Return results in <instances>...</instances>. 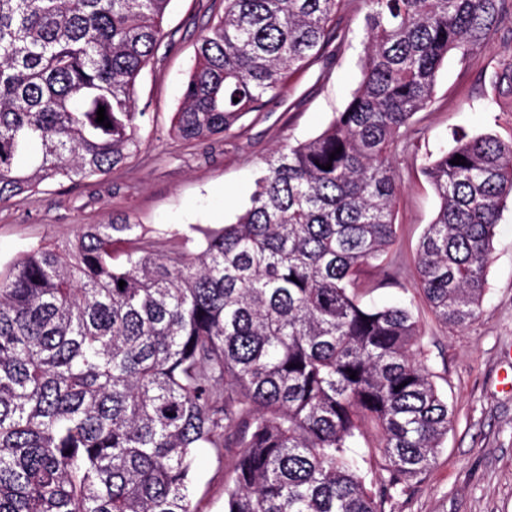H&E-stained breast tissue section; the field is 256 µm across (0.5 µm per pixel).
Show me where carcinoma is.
Wrapping results in <instances>:
<instances>
[{
    "label": "carcinoma",
    "instance_id": "carcinoma-1",
    "mask_svg": "<svg viewBox=\"0 0 512 512\" xmlns=\"http://www.w3.org/2000/svg\"><path fill=\"white\" fill-rule=\"evenodd\" d=\"M171 2L0 0V202L125 168ZM358 5L357 88L319 135L274 150L235 222L170 239L128 216L85 224L0 277V512H199L201 448L227 464L224 512H386L435 463L452 410L411 304L365 305L358 285L396 243L395 157L444 58L512 43V0ZM344 6L224 0L174 133L205 140L260 111L345 42ZM494 90L512 112V56ZM423 169L439 207L416 288L464 327L512 205V137L455 134ZM370 428L376 463L356 451Z\"/></svg>",
    "mask_w": 512,
    "mask_h": 512
}]
</instances>
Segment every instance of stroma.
<instances>
[{"instance_id": "obj_1", "label": "stroma", "mask_w": 512, "mask_h": 512, "mask_svg": "<svg viewBox=\"0 0 512 512\" xmlns=\"http://www.w3.org/2000/svg\"><path fill=\"white\" fill-rule=\"evenodd\" d=\"M224 10V0H173L164 27L170 39L140 74L139 153L117 172L42 186L18 202L0 204V271L31 246L73 238L81 225L127 215L159 233H185L234 222L249 203L263 158L276 147L317 136L340 112L361 76L364 12L356 0L342 11L345 47L324 67L293 73L282 97L245 115L229 132L186 142L171 131L183 85L195 64L200 35ZM504 54L492 43L469 65L448 55L430 107L412 121L413 155L400 158L397 240L390 265L365 275V303L411 301L422 336V359L453 409L434 465L391 512H512V208L504 211L487 267L480 316L455 329L440 324L416 289L419 243L438 199L422 166L446 149L452 132L512 137V112L490 109V77ZM226 465L209 451L197 462L194 501L200 512H224Z\"/></svg>"}]
</instances>
